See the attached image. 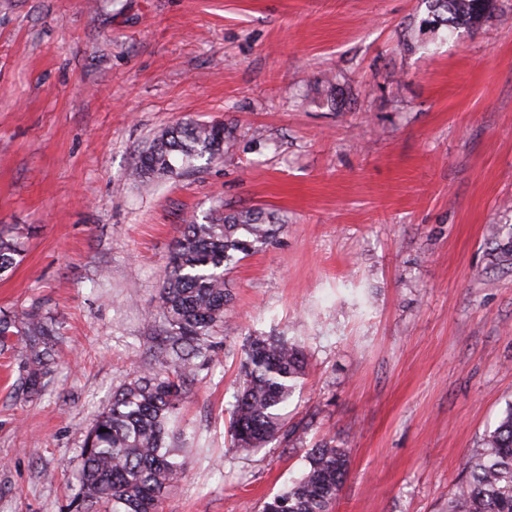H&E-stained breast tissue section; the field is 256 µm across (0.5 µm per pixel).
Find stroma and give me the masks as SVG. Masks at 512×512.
Here are the masks:
<instances>
[{
    "mask_svg": "<svg viewBox=\"0 0 512 512\" xmlns=\"http://www.w3.org/2000/svg\"><path fill=\"white\" fill-rule=\"evenodd\" d=\"M425 0H0V225L24 237L0 310L50 316L40 395L0 353V512H76L81 448L159 366V292L190 215L285 224L228 275L218 349L179 410L189 470L159 512H261L319 443L334 512H448L512 402V0L446 39ZM338 95L332 108L330 95ZM229 124L195 171L128 174L168 126ZM298 340L290 445L230 451L247 337ZM488 241L494 245L491 251L494 261L500 263L512 260V227L493 224Z\"/></svg>",
    "mask_w": 512,
    "mask_h": 512,
    "instance_id": "1",
    "label": "stroma"
}]
</instances>
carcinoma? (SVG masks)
I'll return each instance as SVG.
<instances>
[{
  "label": "carcinoma",
  "instance_id": "obj_1",
  "mask_svg": "<svg viewBox=\"0 0 512 512\" xmlns=\"http://www.w3.org/2000/svg\"><path fill=\"white\" fill-rule=\"evenodd\" d=\"M430 23L450 36L490 17L493 0H426ZM235 140L222 123L180 122L141 152L131 172L137 179L179 177L204 157L214 159ZM282 228L263 207L218 208L193 215L175 242L159 296L163 353L170 366L133 376L115 394L88 432L78 476L83 500L105 512H158L161 498L187 473L185 449L174 424L198 368L215 353V327L232 297L226 275L242 257L276 242ZM494 261L512 260V227L492 225ZM21 235L0 226V272L21 255ZM56 330L51 319L31 311L0 312V350L21 349L18 386L38 394L53 361ZM242 385L231 411V452L257 451L288 439V405L306 375L302 346L280 336H251L240 358ZM106 432H100V429ZM349 460L329 443L310 449L300 476L264 502L262 512H332L346 481ZM448 512H512V403L472 454L467 475Z\"/></svg>",
  "mask_w": 512,
  "mask_h": 512
}]
</instances>
